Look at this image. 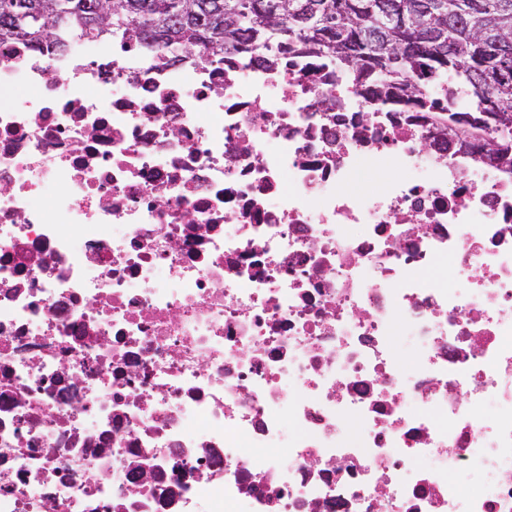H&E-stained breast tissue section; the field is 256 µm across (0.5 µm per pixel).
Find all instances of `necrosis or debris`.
<instances>
[{
    "label": "necrosis or debris",
    "mask_w": 512,
    "mask_h": 512,
    "mask_svg": "<svg viewBox=\"0 0 512 512\" xmlns=\"http://www.w3.org/2000/svg\"><path fill=\"white\" fill-rule=\"evenodd\" d=\"M418 84L0 43V512H512V166Z\"/></svg>",
    "instance_id": "1"
}]
</instances>
